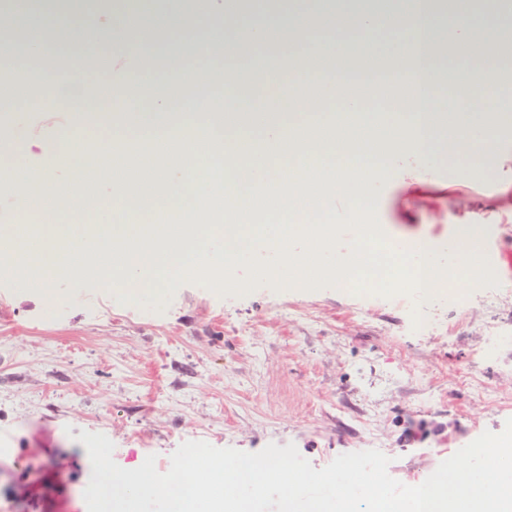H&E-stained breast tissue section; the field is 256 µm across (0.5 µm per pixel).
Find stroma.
Segmentation results:
<instances>
[{"label": "stroma", "instance_id": "1", "mask_svg": "<svg viewBox=\"0 0 512 512\" xmlns=\"http://www.w3.org/2000/svg\"><path fill=\"white\" fill-rule=\"evenodd\" d=\"M67 118L0 97L13 153ZM499 142L506 163L480 179L441 153L427 188L402 166L376 172L365 217L336 209L332 251H308L316 262L347 253L362 219L393 247L444 242L475 220L489 227L494 272L473 288L300 289L286 273L269 280L274 254L261 251L241 258L235 288L178 276L133 298L63 279L50 308L28 280L0 273V512H87L84 431L106 435L120 467L152 455L161 473L186 441L245 452L292 443L317 469L376 449L408 486L501 433L512 419V128Z\"/></svg>", "mask_w": 512, "mask_h": 512}]
</instances>
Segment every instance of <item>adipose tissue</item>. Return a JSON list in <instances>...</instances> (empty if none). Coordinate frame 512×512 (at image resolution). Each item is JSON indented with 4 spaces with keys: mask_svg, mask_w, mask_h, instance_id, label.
<instances>
[{
    "mask_svg": "<svg viewBox=\"0 0 512 512\" xmlns=\"http://www.w3.org/2000/svg\"><path fill=\"white\" fill-rule=\"evenodd\" d=\"M466 0H321L318 9L282 13L268 25L251 30L247 47L238 44L240 13L232 0H182L170 14L154 15L152 0H113L104 14L87 11L82 0H46L40 22L26 29L22 41H56L79 45V32L92 35L99 52L84 56L68 83L75 92L62 97L57 86L40 88L44 111L66 103L74 117L99 126H112L116 137L141 131L139 151L125 148L89 149L74 125L57 127L50 135L25 142L26 155L39 161L32 168L22 162L8 165L7 177L24 202L21 223L0 230V238L24 243L31 254L49 252L51 265L17 258L11 270L41 281L47 304L59 302L56 282L82 278L103 288H118L133 295L156 292L160 283L185 269L215 281L231 275L239 255L255 243L285 251L295 287L325 277L352 283L366 266L384 264L396 276L429 296L464 272L466 284L482 282L490 263L483 253L487 227L456 225L446 247L460 265L428 261L433 248L423 239L382 253L370 224L358 226L352 254L322 267L307 256L287 250L293 239L323 244L336 236L329 215L336 205L352 206L365 214L368 189L375 171L397 156L410 160L417 181L427 172L421 161L435 153H465L467 170L478 177L493 170L498 153L495 133L512 97L494 93L501 70L493 52L512 45V26L487 18L489 39L474 35ZM454 13L445 24L441 15ZM221 15V24L206 30L189 26V17ZM178 33L179 54L166 56L165 67L175 79L153 96L140 85H113V105L104 107L96 89L86 82L88 70H110L113 46L124 56L140 58L147 43L158 35ZM324 46L329 58L314 68L312 53L292 54L289 71L269 70L260 77L218 74L223 96L199 89L186 57L222 49L246 55L260 46L271 54L300 39ZM485 59L486 65L468 82L463 99L448 92L436 60L447 54ZM393 67L405 77L404 97L377 123H366L367 95L341 93L339 78L364 76ZM236 110L217 119L224 96ZM339 101L343 111L357 116L355 125L335 121L324 106ZM189 104L186 112L173 102ZM81 167L79 188L66 189L56 180L61 167ZM156 174V224H141L142 206L137 178ZM112 176L116 187L100 198L91 197L89 183ZM108 220L100 240L112 260L92 259L87 249L69 246L73 232L94 216ZM223 241L213 252L214 241Z\"/></svg>",
    "mask_w": 512,
    "mask_h": 512,
    "instance_id": "obj_1",
    "label": "adipose tissue"
}]
</instances>
